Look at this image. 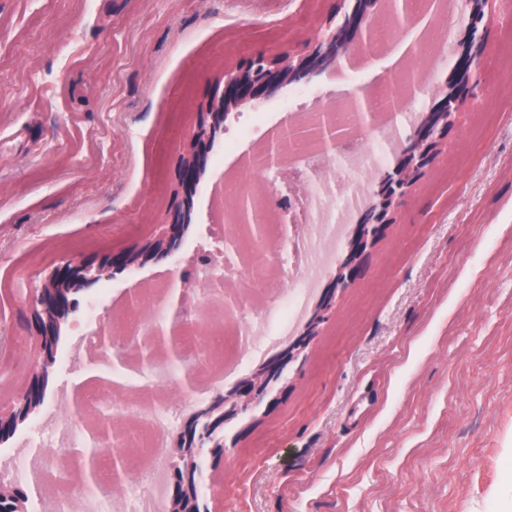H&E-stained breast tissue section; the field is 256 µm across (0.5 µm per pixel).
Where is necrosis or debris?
Instances as JSON below:
<instances>
[{
  "label": "necrosis or debris",
  "mask_w": 512,
  "mask_h": 512,
  "mask_svg": "<svg viewBox=\"0 0 512 512\" xmlns=\"http://www.w3.org/2000/svg\"><path fill=\"white\" fill-rule=\"evenodd\" d=\"M401 93L407 96V103L391 111L384 110L380 101H373L375 126L362 127L356 115H349L336 150L328 151L310 146L312 117L324 107L322 96L305 86L291 90L280 103L281 111L298 115L295 138L284 164L308 172L305 193L272 196L242 181L232 190L249 193L268 224L279 225L286 211H294L297 223L303 226L301 238L288 247L272 236L243 251L217 254L204 246L192 249L194 263L186 272L196 283L188 308L193 330L183 338L185 355L179 366L162 355L148 365L138 359L143 334L167 314L165 282L131 274L138 303L123 308L129 329L117 340L124 356L120 362L100 352L99 336L107 325L103 301L88 299L80 318V343L95 352L98 367L117 375L124 389L115 392L98 387L82 399L77 423L57 429L48 428L46 419L58 417L62 406L78 398L77 391L69 389L52 401L34 422L35 438L8 470V477L39 488L47 480H54L62 488L55 512H67L73 493L79 496L82 512H157L166 492L168 440L177 429L183 409L206 402L211 386L252 368L258 356L295 335L306 318L320 276L331 268L346 225L369 202L372 175L387 162L401 128L414 121L425 104L423 91H411L405 84ZM342 178L347 181V193L336 205L332 197L337 180ZM260 254L269 255V262L256 265ZM228 288L241 290L244 296L229 319L220 313ZM189 371L205 374V382L188 390L181 404H172L167 389L180 384ZM103 420L112 423V445L130 456L133 474L116 486L105 466L97 484L85 486L59 451L100 446L96 426Z\"/></svg>",
  "instance_id": "necrosis-or-debris-1"
}]
</instances>
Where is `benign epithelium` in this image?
<instances>
[{
	"mask_svg": "<svg viewBox=\"0 0 512 512\" xmlns=\"http://www.w3.org/2000/svg\"><path fill=\"white\" fill-rule=\"evenodd\" d=\"M381 3L393 14L400 15L410 10L409 0H352L336 26L327 27L307 54L296 58L283 52L270 59L263 53H257L236 68L224 71L223 90L209 101L206 119L193 132L181 157L179 185L183 193L182 207L171 222L164 225L160 236L150 244L115 253L99 263L65 260L34 287L29 306L36 336L40 338L39 351L34 355L29 394L17 399L9 412L0 411V441L9 438L18 422L25 420L42 400V384L48 369L54 364L49 348L53 347L60 321L75 310V300L70 295L80 288H91L106 278L124 273L141 260L174 262L180 252L184 229L193 221V189L206 166L212 142L230 112L242 105L257 106L275 94L284 83L311 84L350 63L359 51L373 46L378 5ZM488 4L489 0H469V22L454 49L457 61L448 81L449 88L437 89L428 112L417 125L405 131L393 163L382 172L373 187V202L360 214L361 221L349 242L346 257L334 268L332 278L323 289L321 300L300 338L291 339L284 348L259 365L256 372L240 379L226 393H216L210 401L192 408L181 417L175 435L174 447L180 452L172 464L170 512H199L203 478L194 460L205 451L214 456L224 453V441L218 438L224 428V420L228 418L224 399L229 398L236 403L234 415L240 416L268 396L267 390L259 392V381L271 386L281 380L284 368L308 345L317 327L334 308L336 290L347 287L357 278L362 254L381 234L387 224L388 213L402 204L422 176L433 151L440 146V137L457 115L467 111L469 105L476 101L477 67L483 51L479 24ZM284 132L285 129L281 128L268 138L271 163L276 168L281 166ZM189 286L190 282L185 279L170 283L171 307L183 305ZM157 344L166 346L165 353L170 360L183 359L178 323L154 327L151 345ZM26 500V495L10 487H0V512H26Z\"/></svg>",
	"mask_w": 512,
	"mask_h": 512,
	"instance_id": "7a95c632",
	"label": "benign epithelium"
}]
</instances>
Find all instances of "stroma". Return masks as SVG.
<instances>
[{"label":"stroma","instance_id":"1","mask_svg":"<svg viewBox=\"0 0 512 512\" xmlns=\"http://www.w3.org/2000/svg\"><path fill=\"white\" fill-rule=\"evenodd\" d=\"M339 0H0V406L39 342L29 297L65 259L154 238L181 202L183 148L224 70L301 56ZM478 98L338 290L275 404L224 425L203 456L208 512H512V0L481 23ZM217 134L196 184L203 244ZM78 315L54 340L52 402Z\"/></svg>","mask_w":512,"mask_h":512}]
</instances>
